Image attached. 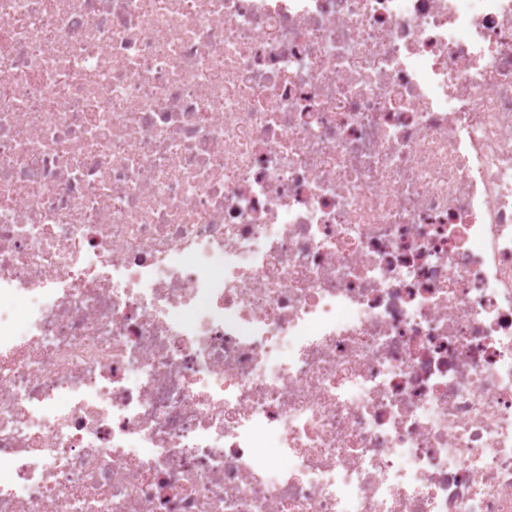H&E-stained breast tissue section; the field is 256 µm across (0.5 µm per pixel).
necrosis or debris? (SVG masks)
<instances>
[{
  "label": "necrosis or debris",
  "instance_id": "4bbe7bcc",
  "mask_svg": "<svg viewBox=\"0 0 512 512\" xmlns=\"http://www.w3.org/2000/svg\"><path fill=\"white\" fill-rule=\"evenodd\" d=\"M2 459L0 512H512V0H0Z\"/></svg>",
  "mask_w": 512,
  "mask_h": 512
}]
</instances>
